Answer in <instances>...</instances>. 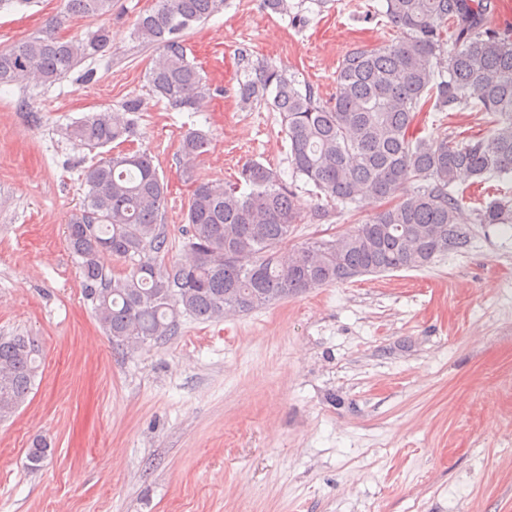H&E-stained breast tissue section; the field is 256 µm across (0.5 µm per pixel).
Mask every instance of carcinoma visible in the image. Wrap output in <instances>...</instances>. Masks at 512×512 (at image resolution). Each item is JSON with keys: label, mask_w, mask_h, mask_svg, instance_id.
<instances>
[{"label": "carcinoma", "mask_w": 512, "mask_h": 512, "mask_svg": "<svg viewBox=\"0 0 512 512\" xmlns=\"http://www.w3.org/2000/svg\"><path fill=\"white\" fill-rule=\"evenodd\" d=\"M492 0H386L385 16L400 31L390 44L353 49L336 75L334 103L295 86L277 69L253 68L240 83L248 103L258 97L280 114L293 171L325 197L359 207L387 201L350 233L288 247L301 220L297 197L272 169L249 162L235 182L196 175L208 138L195 130L180 141V175L192 184L185 247L169 258L162 224L168 184L147 153L122 148L135 134L137 96L123 112H93L72 138L112 153L81 170L83 208L66 225L84 296L117 345L131 348L176 335L179 319L210 321L266 307L326 284L373 273L420 269L467 246L464 225L507 224V206L491 202L466 213L461 176L512 173V37L488 27ZM224 6V0H158L138 17L134 34L155 47L148 74L155 94L175 110L205 97L200 71L188 59L186 31ZM64 15H112V0H65ZM55 17L36 35L0 50V87L43 86L111 49L102 24L86 38L64 40ZM452 50L444 52L447 42ZM462 102L493 116L485 133L460 142L447 133L420 136L419 112H443ZM122 271L104 267L103 255ZM38 341L0 336V422L13 416L37 377Z\"/></svg>", "instance_id": "cac0c4a2"}]
</instances>
